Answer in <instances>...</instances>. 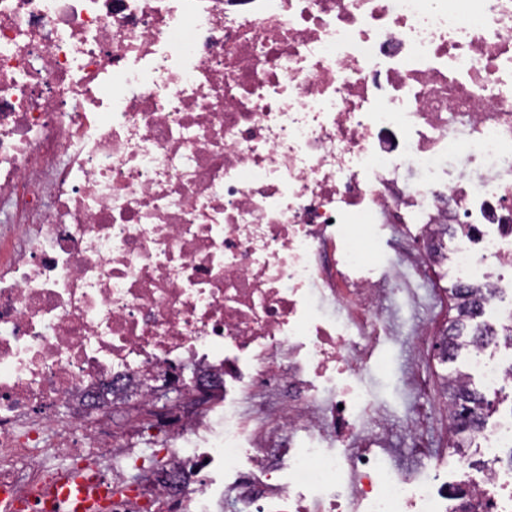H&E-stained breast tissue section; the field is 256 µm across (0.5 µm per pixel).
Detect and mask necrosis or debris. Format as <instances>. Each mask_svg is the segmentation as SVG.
Instances as JSON below:
<instances>
[{"label":"necrosis or debris","mask_w":512,"mask_h":512,"mask_svg":"<svg viewBox=\"0 0 512 512\" xmlns=\"http://www.w3.org/2000/svg\"><path fill=\"white\" fill-rule=\"evenodd\" d=\"M0 209V512L62 458L106 512H449L366 379L439 270L512 326V0H0ZM188 372L239 395L154 413ZM476 440L512 512V404Z\"/></svg>","instance_id":"4bbe7bcc"}]
</instances>
